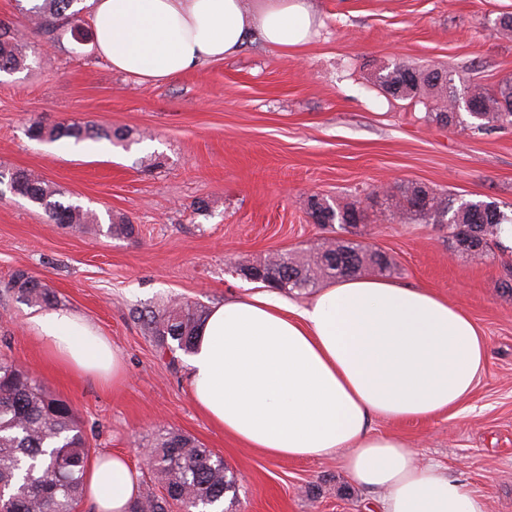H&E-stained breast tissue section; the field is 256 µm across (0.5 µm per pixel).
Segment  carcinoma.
I'll list each match as a JSON object with an SVG mask.
<instances>
[{
  "instance_id": "1",
  "label": "carcinoma",
  "mask_w": 512,
  "mask_h": 512,
  "mask_svg": "<svg viewBox=\"0 0 512 512\" xmlns=\"http://www.w3.org/2000/svg\"><path fill=\"white\" fill-rule=\"evenodd\" d=\"M77 0H39L30 7L19 5L24 22L35 30L69 29L71 36L86 39ZM28 43L12 22L0 21V72L27 67ZM381 86H396L390 95L414 99L429 94L436 99L432 120L443 126L459 123L454 101L457 97L448 72L434 69L424 75L419 68L402 65L383 74ZM476 115L471 128L478 131L512 126V79L502 80L497 88L474 85L468 91ZM27 133L37 142L70 138H118L112 132L90 122L59 123L47 126L37 118L29 119ZM13 178L18 196L43 208L49 221L76 232L96 222V216L79 204L62 201L65 192L49 185L34 173L23 169H0V179ZM393 210L402 216H419L434 224L448 223V238L458 248L480 255V243H490L512 226V207L494 201L465 198H441L422 186H405L400 195L392 196ZM307 214L315 224L351 226L370 219L359 202L334 207L314 198ZM109 234L130 238L135 225L120 217L108 225ZM361 245L339 244L309 257L293 258L280 254L259 264L267 277L280 281L279 290H302L320 278L354 276L372 265L381 270L390 263L379 251L360 260ZM9 288L28 303L47 306L56 295L44 281L24 271L15 273ZM206 315L198 302L175 303L146 308L139 319L148 335L161 348L190 353L197 330ZM154 463L151 474L165 498L153 485L141 489L129 512H224V495L235 487L234 476L224 459L197 439L171 430L159 435L151 444ZM91 448L74 407L50 391L41 381L13 362L0 359V512H76L84 498V474L89 467Z\"/></svg>"
}]
</instances>
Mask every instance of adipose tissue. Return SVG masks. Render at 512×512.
<instances>
[{
    "instance_id": "adipose-tissue-1",
    "label": "adipose tissue",
    "mask_w": 512,
    "mask_h": 512,
    "mask_svg": "<svg viewBox=\"0 0 512 512\" xmlns=\"http://www.w3.org/2000/svg\"><path fill=\"white\" fill-rule=\"evenodd\" d=\"M94 44L113 70L168 80L234 55L258 37L308 42L307 0H88ZM31 330L67 371L120 383L125 367L80 315L53 308ZM488 343L470 314L427 288L355 276L292 302L264 289L225 298L197 331L188 361L195 406L225 435L273 458H336L381 512H486L465 483L420 463L373 420H425L456 409L483 373ZM141 473L120 453L85 475L93 512H128Z\"/></svg>"
}]
</instances>
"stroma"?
Instances as JSON below:
<instances>
[{"mask_svg": "<svg viewBox=\"0 0 512 512\" xmlns=\"http://www.w3.org/2000/svg\"><path fill=\"white\" fill-rule=\"evenodd\" d=\"M308 2L316 31L306 44L281 51L254 38L160 82L112 71L69 32L29 31L28 68L0 72V165L34 172L98 221L72 234L38 205L0 195V357L73 404L92 455L121 451L141 465L142 447L165 430L221 454L236 477L228 512H377L336 459H273L226 436L190 399L186 354L163 353L138 319L172 299L212 306L258 290L239 268L273 254L361 243L386 255L385 279L461 306L489 344L485 372L453 412L376 429L408 438L486 512H512V293L502 288L512 239L473 258L454 249L444 224L381 216L331 229L306 209L313 194L368 202L384 182L512 203V127L440 126L429 117L434 98L409 103L377 82L398 64L447 70L461 93L512 77V38L497 31L512 0ZM34 117L90 121L126 138L38 143L26 135ZM119 216L134 238L108 234ZM20 270L121 352V384L48 360L28 326L38 307L9 288Z\"/></svg>", "mask_w": 512, "mask_h": 512, "instance_id": "1", "label": "stroma"}]
</instances>
